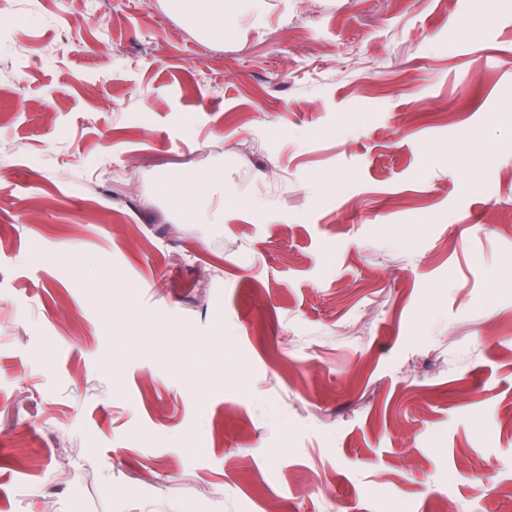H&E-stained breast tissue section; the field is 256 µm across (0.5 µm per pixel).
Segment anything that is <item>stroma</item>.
Here are the masks:
<instances>
[{
    "label": "stroma",
    "mask_w": 512,
    "mask_h": 512,
    "mask_svg": "<svg viewBox=\"0 0 512 512\" xmlns=\"http://www.w3.org/2000/svg\"><path fill=\"white\" fill-rule=\"evenodd\" d=\"M5 9L0 512H512V0ZM249 1L254 0H170L167 4L202 36L223 41L224 32L238 17L242 5ZM228 2L234 7L229 8ZM222 190V205L206 207L203 202ZM162 191L170 197L185 217L203 224H220L224 221V179L216 172H198L190 177L166 182Z\"/></svg>",
    "instance_id": "1"
}]
</instances>
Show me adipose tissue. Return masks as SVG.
Returning <instances> with one entry per match:
<instances>
[{"label": "adipose tissue", "mask_w": 512, "mask_h": 512, "mask_svg": "<svg viewBox=\"0 0 512 512\" xmlns=\"http://www.w3.org/2000/svg\"><path fill=\"white\" fill-rule=\"evenodd\" d=\"M245 0H169V8L202 36L220 41L237 17ZM224 179L215 172H199L166 182L162 190L185 217L204 224L224 221L223 207H206L205 202L223 187Z\"/></svg>", "instance_id": "obj_1"}]
</instances>
